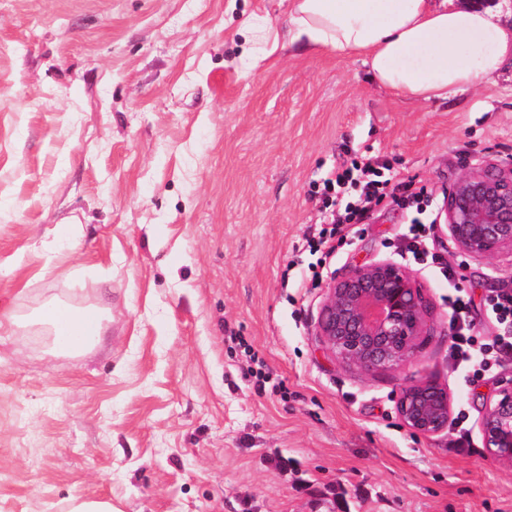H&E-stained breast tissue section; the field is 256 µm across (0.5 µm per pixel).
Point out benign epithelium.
I'll list each match as a JSON object with an SVG mask.
<instances>
[{"label":"benign epithelium","instance_id":"1","mask_svg":"<svg viewBox=\"0 0 512 512\" xmlns=\"http://www.w3.org/2000/svg\"><path fill=\"white\" fill-rule=\"evenodd\" d=\"M439 219L453 247L469 256L512 255V164L482 161L464 173L444 197ZM428 304L406 266L359 263L333 278L321 303L316 335L347 366L366 373L400 368L426 333ZM397 413L412 432L432 437L448 429L449 391L432 381L405 386ZM490 456L512 465V379L486 398L479 422Z\"/></svg>","mask_w":512,"mask_h":512}]
</instances>
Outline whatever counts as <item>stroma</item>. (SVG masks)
Instances as JSON below:
<instances>
[{"mask_svg":"<svg viewBox=\"0 0 512 512\" xmlns=\"http://www.w3.org/2000/svg\"><path fill=\"white\" fill-rule=\"evenodd\" d=\"M287 27L288 0H0V321L21 322L0 330V512H512L479 429L512 363L466 381L443 334L453 286L499 334L512 260L460 254L434 223L478 159L512 163V65L409 100L356 56L253 63ZM355 157L392 180L312 273L304 242L331 221L314 185ZM407 184L453 277L409 263L435 333L366 374L315 327L332 277L398 260ZM50 301L102 309L90 348L52 349L34 321ZM427 379L463 425H403L399 392Z\"/></svg>","mask_w":512,"mask_h":512,"instance_id":"obj_1","label":"stroma"}]
</instances>
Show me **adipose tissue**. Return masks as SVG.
Segmentation results:
<instances>
[{"label":"adipose tissue","instance_id":"adipose-tissue-1","mask_svg":"<svg viewBox=\"0 0 512 512\" xmlns=\"http://www.w3.org/2000/svg\"><path fill=\"white\" fill-rule=\"evenodd\" d=\"M288 43L364 57L375 81L428 101L492 80L512 55V29L493 8L454 0H290ZM56 346L82 348L99 335L97 308L63 302L40 309Z\"/></svg>","mask_w":512,"mask_h":512}]
</instances>
